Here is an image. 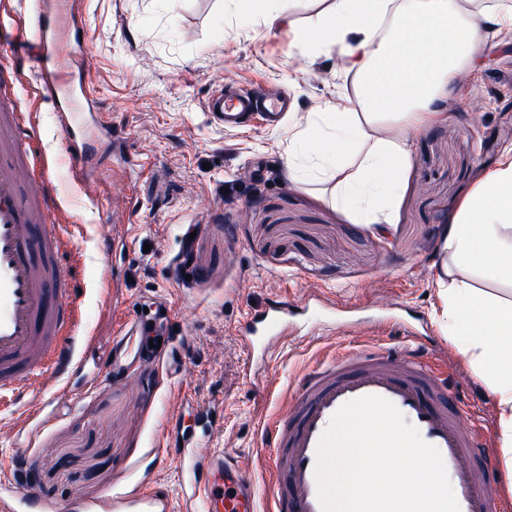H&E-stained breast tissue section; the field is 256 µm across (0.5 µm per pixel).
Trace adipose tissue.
<instances>
[{"label":"adipose tissue","instance_id":"adipose-tissue-1","mask_svg":"<svg viewBox=\"0 0 512 512\" xmlns=\"http://www.w3.org/2000/svg\"><path fill=\"white\" fill-rule=\"evenodd\" d=\"M305 2L263 0L266 26L291 25L309 55L337 54L358 92L289 126L288 178L321 185L355 223L389 233L413 133L440 120L438 103L512 33V0H496L477 16L462 0H329L310 25L291 24ZM443 249L442 320L495 397L504 465L512 472V299L474 284L480 276L512 285V147L462 199L443 228Z\"/></svg>","mask_w":512,"mask_h":512}]
</instances>
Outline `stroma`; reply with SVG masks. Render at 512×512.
I'll list each match as a JSON object with an SVG mask.
<instances>
[{"label": "stroma", "mask_w": 512, "mask_h": 512, "mask_svg": "<svg viewBox=\"0 0 512 512\" xmlns=\"http://www.w3.org/2000/svg\"><path fill=\"white\" fill-rule=\"evenodd\" d=\"M67 10L89 43L88 56L73 54L72 63L98 106L94 164L77 167L66 153L38 93L34 41L0 49V86L13 85L19 111L32 115L60 205L55 221L74 241L90 368L71 380L70 394L50 385L0 411V480H28L43 512L144 480L164 486L177 510L182 473L160 450L170 419L195 427L179 402L186 386L223 409L211 442L245 461L265 497L262 430L285 412L296 379L346 347L419 343L454 374L512 502L495 400L443 332L435 284L442 225L479 170L512 146V50L488 52L476 80L454 91L445 121L415 134L397 230L384 238L334 208L318 185L289 181L287 123L227 128L207 110L227 75L287 95L293 111L315 110L336 99L337 57L306 56L288 29L268 30L260 13H240L234 0H69ZM192 225L184 266L180 242ZM163 300L177 315L156 335L181 355L182 375L167 376L161 362L129 381L99 374L121 322ZM275 300L302 315L288 335L247 351L240 322ZM397 320L413 336L394 329Z\"/></svg>", "instance_id": "obj_1"}]
</instances>
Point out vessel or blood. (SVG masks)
Segmentation results:
<instances>
[{
	"instance_id": "vessel-or-blood-1",
	"label": "vessel or blood",
	"mask_w": 512,
	"mask_h": 512,
	"mask_svg": "<svg viewBox=\"0 0 512 512\" xmlns=\"http://www.w3.org/2000/svg\"><path fill=\"white\" fill-rule=\"evenodd\" d=\"M58 16L50 0H40L31 29L0 20V46L37 38L38 87L52 105L64 137L75 136L73 106L83 98L81 73L58 62ZM207 109L230 124L255 112L287 111L284 99H260L233 80L212 93ZM26 117L0 111V405L16 404L25 389L54 378L66 381L85 366L75 333L82 311L70 288L72 246L51 223L58 203L44 175L31 166L33 151L22 135ZM297 308L278 301L244 317L239 334L247 347L260 336L286 331ZM149 325L128 318L112 339L106 371L139 367L145 361ZM379 395L390 400L421 437L442 454L460 512H505V503L485 475L480 441L465 422L466 411L445 370L418 351L360 346L336 353L298 379L290 404L265 431L271 495L268 512H322L314 468L317 445L333 414L346 402ZM197 427L177 433L169 451L185 480L184 512H259L258 490L237 460L213 447L210 434L217 409L195 410ZM38 503L16 482H0V512H38ZM69 512H170L167 493L151 483L97 502L74 501Z\"/></svg>"
}]
</instances>
